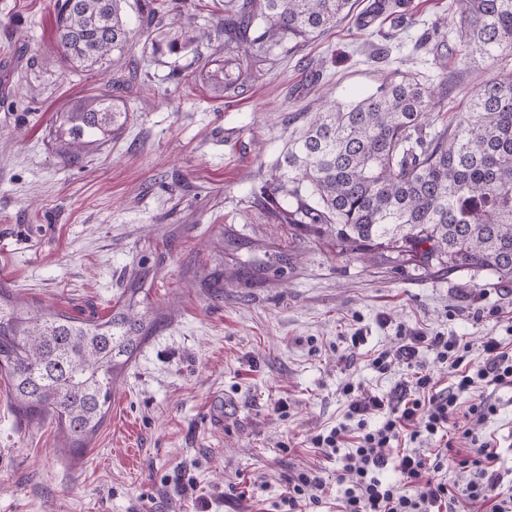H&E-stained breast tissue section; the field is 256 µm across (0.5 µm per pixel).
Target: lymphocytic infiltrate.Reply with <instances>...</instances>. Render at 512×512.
<instances>
[{
    "label": "lymphocytic infiltrate",
    "mask_w": 512,
    "mask_h": 512,
    "mask_svg": "<svg viewBox=\"0 0 512 512\" xmlns=\"http://www.w3.org/2000/svg\"><path fill=\"white\" fill-rule=\"evenodd\" d=\"M424 349L447 370L446 388L436 389L420 359ZM482 351L476 362L470 342L404 331L395 347L374 353L371 366L383 375L394 364H406L410 380L386 396L360 384L343 386L344 422L309 438L315 453L336 463V483L343 489L337 512H512L497 447L477 433L497 406L463 398L479 387L512 390V347L490 337ZM421 438L432 442V453L414 450ZM450 467L469 474L465 487L448 483L443 471ZM389 469L397 472V481L384 479ZM325 486L318 470L289 478L287 512L319 506Z\"/></svg>",
    "instance_id": "1"
}]
</instances>
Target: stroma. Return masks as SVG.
Returning <instances> with one entry per match:
<instances>
[{
	"instance_id": "1",
	"label": "stroma",
	"mask_w": 512,
	"mask_h": 512,
	"mask_svg": "<svg viewBox=\"0 0 512 512\" xmlns=\"http://www.w3.org/2000/svg\"><path fill=\"white\" fill-rule=\"evenodd\" d=\"M54 2L0 0V286L85 317L139 284L154 324L85 450L65 448L54 420L15 413L0 380V512H276L289 471L309 467L326 480L320 512H336V466L304 441L343 421V385L386 395L407 379L404 365L382 375L369 363L402 330L512 343V280L340 256L254 195L294 109L348 101L396 67L430 71L414 43L449 0H412L419 24L392 42L350 12L278 48L233 99L200 78L171 82L170 58L141 40L106 73L65 66ZM121 75L127 125L64 156L59 113ZM356 334L365 342L347 354ZM483 394L500 409L484 432L510 471L512 392ZM231 488L243 500L225 499Z\"/></svg>"
}]
</instances>
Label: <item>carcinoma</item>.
Returning <instances> with one entry per match:
<instances>
[{
	"label": "carcinoma",
	"mask_w": 512,
	"mask_h": 512,
	"mask_svg": "<svg viewBox=\"0 0 512 512\" xmlns=\"http://www.w3.org/2000/svg\"><path fill=\"white\" fill-rule=\"evenodd\" d=\"M124 0H56L57 50L73 67L92 71L124 56L137 35L151 37L153 53L174 59L169 79L206 78L225 98L244 93L275 49L299 47L336 27L350 0H224V19L210 28L179 14L173 0H146L140 33L127 25ZM459 55L477 64L501 55L500 68L448 111V84L428 74L395 69L376 89L348 103L322 101L297 110L292 133L272 166L257 203L279 224L308 235L334 233L336 253L379 251L401 267L487 272L512 278V0H451ZM395 33L417 23L408 0H373L361 17L367 28L382 16ZM229 54L214 70L180 64L202 40ZM448 40L434 23L414 47L448 70L438 47ZM129 108L99 92L62 114L64 153L76 158L88 143L123 128ZM139 288H128L106 315L33 313L0 287V376L14 408L55 420L77 451L103 425L118 375L152 328L135 313Z\"/></svg>",
	"instance_id": "carcinoma-1"
}]
</instances>
